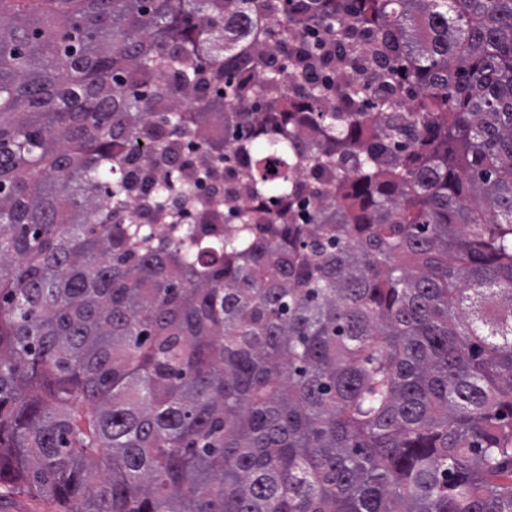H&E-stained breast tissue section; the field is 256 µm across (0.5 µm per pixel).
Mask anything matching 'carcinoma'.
<instances>
[{"instance_id": "1", "label": "carcinoma", "mask_w": 512, "mask_h": 512, "mask_svg": "<svg viewBox=\"0 0 512 512\" xmlns=\"http://www.w3.org/2000/svg\"><path fill=\"white\" fill-rule=\"evenodd\" d=\"M345 25L366 66L320 83ZM158 123L242 159L222 208L180 187L224 240L124 218ZM0 485L512 512V0H0Z\"/></svg>"}]
</instances>
